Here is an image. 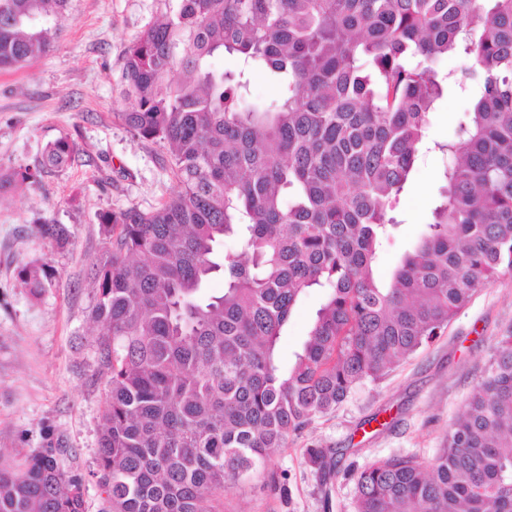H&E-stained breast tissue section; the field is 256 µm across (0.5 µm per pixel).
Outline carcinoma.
I'll list each match as a JSON object with an SVG mask.
<instances>
[{"mask_svg": "<svg viewBox=\"0 0 512 512\" xmlns=\"http://www.w3.org/2000/svg\"><path fill=\"white\" fill-rule=\"evenodd\" d=\"M69 4L0 0V68L48 53L39 23ZM220 52L236 68H214ZM453 56L471 64L443 72ZM255 72L276 99L252 97ZM453 88L470 106L455 137L433 143L448 157L443 200L384 286L375 265L391 212ZM121 94L124 124L166 151L180 190L150 212L101 216L104 512H219L227 484L512 273V0H176L128 47ZM75 150L60 138L39 165L0 169V194ZM43 233L69 239L63 224ZM230 236L240 254L223 257ZM219 273L224 289L207 292ZM18 277L34 296L50 280L36 264ZM310 288L326 300L283 371L278 342ZM64 452L49 438L0 466V512H85ZM355 512H512V329L447 448L362 469Z\"/></svg>", "mask_w": 512, "mask_h": 512, "instance_id": "cac0c4a2", "label": "carcinoma"}]
</instances>
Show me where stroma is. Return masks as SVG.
<instances>
[{
    "instance_id": "1",
    "label": "stroma",
    "mask_w": 512,
    "mask_h": 512,
    "mask_svg": "<svg viewBox=\"0 0 512 512\" xmlns=\"http://www.w3.org/2000/svg\"><path fill=\"white\" fill-rule=\"evenodd\" d=\"M175 0H71L51 19L55 48L19 67L0 69V168L35 165L45 147L66 137L74 160L40 183L0 198V460L16 463L62 440L61 467L81 478L86 512H101L98 484L100 416L108 389L91 320L92 270L111 247L99 217L149 212L175 196L178 182L158 145L123 124L119 95L124 55L138 33ZM469 107L451 91L431 114L429 138L454 136ZM445 155L425 151L394 211L399 225L379 251L376 272L389 283L402 256L441 199ZM70 231L65 247L42 224ZM28 263L45 266L51 283L31 296L18 278ZM322 288L299 301L279 342L290 368L325 299ZM512 325V275L480 291L434 343L395 364L386 376L358 386L336 410L313 418L264 467L226 488L224 512H353L355 481L366 465L395 455L430 461L448 427L489 364L497 336ZM332 449L324 468L307 449Z\"/></svg>"
}]
</instances>
